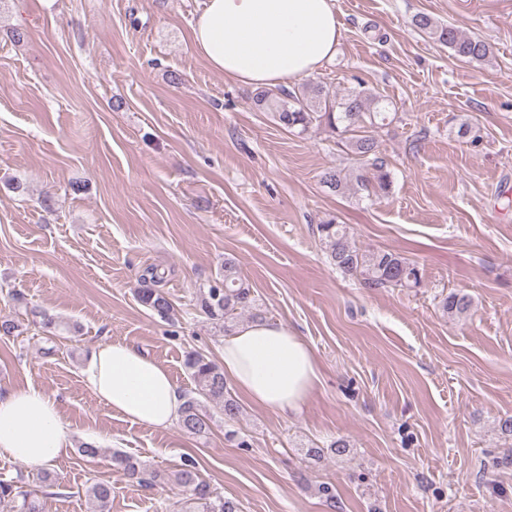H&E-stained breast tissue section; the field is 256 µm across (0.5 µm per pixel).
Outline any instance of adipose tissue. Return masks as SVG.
Returning <instances> with one entry per match:
<instances>
[{
    "mask_svg": "<svg viewBox=\"0 0 512 512\" xmlns=\"http://www.w3.org/2000/svg\"><path fill=\"white\" fill-rule=\"evenodd\" d=\"M341 36L333 0H205L191 46L209 67L256 89L307 76L329 62ZM224 377L254 406L290 413L319 380L316 358L288 327L258 322L224 340ZM82 377L103 406L131 423L170 428L183 400L169 371L135 345L107 340ZM57 401L29 385L0 394V456L51 465L72 446Z\"/></svg>",
    "mask_w": 512,
    "mask_h": 512,
    "instance_id": "ef3b65f1",
    "label": "adipose tissue"
}]
</instances>
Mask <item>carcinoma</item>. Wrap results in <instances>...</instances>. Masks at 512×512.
Returning <instances> with one entry per match:
<instances>
[{"mask_svg": "<svg viewBox=\"0 0 512 512\" xmlns=\"http://www.w3.org/2000/svg\"><path fill=\"white\" fill-rule=\"evenodd\" d=\"M412 25L428 34L437 43L448 47L454 57L466 63H481L488 59L492 48L488 42L469 36L451 25H441L425 13L412 19ZM255 105L273 115L275 122L288 131L302 134L310 128L322 125L335 133L347 136L346 146L361 165H369L373 179L359 174L356 181L363 187L375 184L386 191L391 185L390 174L377 156V129L386 125L389 113L380 106L369 108L365 91L353 88L345 93L331 94L319 83L308 82L299 90L285 86L275 90H261L254 98ZM322 181L336 192L347 186L346 174L337 168H327ZM321 240L336 269L356 278L365 288H417L421 283L418 266L396 252L360 248L349 238L347 227L329 222L317 225ZM139 301L150 309L167 314L172 304L158 288H142ZM254 298L249 285L243 281L237 267L224 262L221 285L213 286L203 295L202 307L212 317L232 323L237 316L252 309ZM441 307L451 316L466 313L471 299L464 293H450L442 299ZM185 367L195 383V395L185 400L180 414L183 430L191 435H201L209 429L208 417L203 412L206 401L221 402L224 420L235 422L241 413L239 403L226 390L224 369L199 352H190ZM115 464L145 487L153 486L157 475L140 470L138 464L127 455L115 454ZM174 488L187 495L188 512H241L238 501L214 495L209 483L199 473L193 462H188L173 474ZM89 512H109L112 483L104 477L97 478L87 489ZM14 503L15 512H43V505L34 493L23 489L16 481L0 480V501Z\"/></svg>", "mask_w": 512, "mask_h": 512, "instance_id": "1", "label": "carcinoma"}]
</instances>
